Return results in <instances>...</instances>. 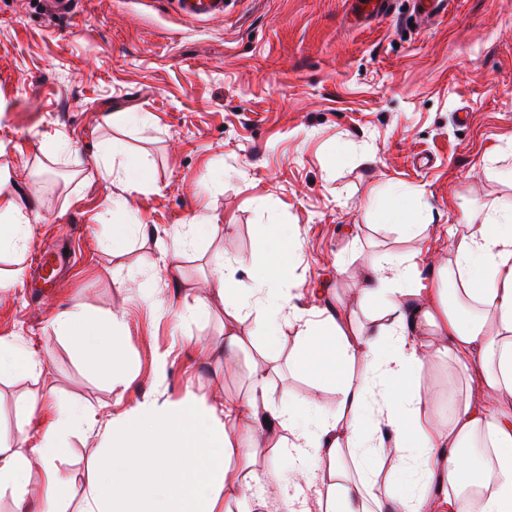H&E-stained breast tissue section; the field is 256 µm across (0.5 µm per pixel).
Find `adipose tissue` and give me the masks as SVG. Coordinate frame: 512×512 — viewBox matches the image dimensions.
<instances>
[{"label":"adipose tissue","instance_id":"obj_1","mask_svg":"<svg viewBox=\"0 0 512 512\" xmlns=\"http://www.w3.org/2000/svg\"><path fill=\"white\" fill-rule=\"evenodd\" d=\"M11 185L10 173L1 171V250L24 247L30 224ZM383 203L400 236L428 232L400 188H391ZM468 223L452 231L447 260L430 266L436 287L423 284L415 254L367 261L362 293L377 314L358 330L340 310L300 309L282 286L285 265L278 252L265 255L267 274L249 288L251 309L233 301L230 278L214 275L209 287L229 320L225 349L244 348L257 334H273L281 319L294 318L303 345H324L340 375L335 414H324L310 398L297 409L270 407L265 388L273 368L265 357L247 359L251 390L245 397L206 406L147 400L129 421L103 425L88 410L34 399L13 444H0V493L11 495L15 512H133L144 498L159 501L160 512H224L226 501L248 503L271 485L286 494L289 512H307L302 494L309 489L323 500L324 512H512V406L497 398L512 395V201L491 204ZM120 323L66 311L52 327L99 358L118 386L126 371L116 351ZM439 355L462 376L481 374L489 391L457 403L443 430L433 427L420 388L421 372ZM72 430L99 436L102 444L76 509L71 479L58 467ZM264 442L287 458V477L257 468L255 450ZM375 454L392 456L394 469L346 471L344 457L362 461ZM480 465L491 473L487 493L464 494V482ZM35 469L43 484L36 502L30 483ZM398 478L406 485L399 497L390 491Z\"/></svg>","mask_w":512,"mask_h":512}]
</instances>
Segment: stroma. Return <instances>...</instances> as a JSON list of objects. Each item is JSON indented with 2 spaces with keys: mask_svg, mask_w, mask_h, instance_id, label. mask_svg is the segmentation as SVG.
Segmentation results:
<instances>
[{
  "mask_svg": "<svg viewBox=\"0 0 512 512\" xmlns=\"http://www.w3.org/2000/svg\"><path fill=\"white\" fill-rule=\"evenodd\" d=\"M150 116L147 126L128 122ZM64 135L67 150L51 139ZM116 143L150 170L134 191L88 163ZM512 0H448L433 19L409 0L364 16L357 0H227L223 17L188 20L173 0H74L56 15L46 0H0V166L32 217L24 251L0 252V338L22 342L40 375L0 381V441L12 442L32 398L128 418L139 401L243 396L244 364L225 365L224 305L203 284L216 271L243 279L239 263L265 249L268 225L294 236L286 271L303 309L342 301L356 325L375 313L355 275L370 258L446 253L452 227L512 194ZM406 190L429 224L404 240L382 207L389 186ZM200 227L179 270L163 266L191 219ZM144 224L124 253L106 247L111 224ZM67 252L53 287L33 288L37 252ZM23 265L25 281L10 273ZM211 313L180 319L186 295ZM100 320L123 314L125 387L111 388L76 344L57 336L63 310ZM292 325L251 353L272 349L274 405L315 397L336 412L333 369L302 352ZM167 354L166 370L157 357ZM464 384L447 358L421 376L430 418L448 422ZM61 464L81 500L98 440L75 433Z\"/></svg>",
  "mask_w": 512,
  "mask_h": 512,
  "instance_id": "1",
  "label": "stroma"
}]
</instances>
